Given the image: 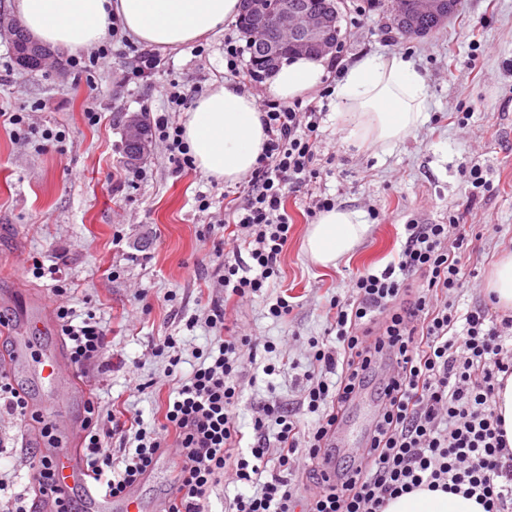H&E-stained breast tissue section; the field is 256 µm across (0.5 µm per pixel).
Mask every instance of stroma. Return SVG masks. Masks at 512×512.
<instances>
[{"label":"stroma","mask_w":512,"mask_h":512,"mask_svg":"<svg viewBox=\"0 0 512 512\" xmlns=\"http://www.w3.org/2000/svg\"><path fill=\"white\" fill-rule=\"evenodd\" d=\"M389 7L390 0H344V60L410 57L428 85L425 119L392 150L360 149L345 142L335 99L315 93L302 99V106L326 112L316 148L322 177L286 190L293 227L276 289L226 311L229 326L286 344L280 373L245 391L243 418L270 400L298 406L311 369L306 340L323 335L329 302L345 295L349 273H378L394 259L405 224H444L453 216L472 225L468 252L475 276L456 298L462 311L487 302L489 276L512 252V0H462L459 12L425 37L395 30ZM238 34L228 21L222 35L161 52L158 71L145 83L128 79L131 57L119 42L91 80L52 66L23 69L11 43L0 39V108L34 107L38 131L27 140L0 126V317L20 324L21 308L35 300L54 309L50 280L22 272L37 259L59 264L71 307L93 310L109 330L105 367L78 372L85 390L69 400L13 372L45 419L80 420L93 400L152 425L170 393L168 360L154 345L179 337L186 372L207 348L213 333L202 318L224 298L216 256L229 236L224 205L242 196L243 185L197 170L174 172L159 143L142 164L144 177L135 179L123 159L122 120L127 112L151 118L164 111L170 83L202 92L223 81L224 40ZM89 106L99 122H89ZM475 164L486 181L477 194L468 182ZM203 193L212 199L204 213L196 203ZM320 193L370 224L357 250L335 267L316 265L302 249L310 197ZM373 209L380 213L374 221L368 216ZM279 293L294 305L285 323L268 315L267 302ZM195 315L199 323L185 326L184 317ZM139 380L148 385L141 394L133 390ZM32 446L15 421L0 417V471L17 472L23 486L30 481L24 463ZM176 475L175 457L161 458L139 488L143 512H155Z\"/></svg>","instance_id":"stroma-1"}]
</instances>
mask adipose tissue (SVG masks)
I'll use <instances>...</instances> for the list:
<instances>
[{
  "instance_id": "ef3b65f1",
  "label": "adipose tissue",
  "mask_w": 512,
  "mask_h": 512,
  "mask_svg": "<svg viewBox=\"0 0 512 512\" xmlns=\"http://www.w3.org/2000/svg\"><path fill=\"white\" fill-rule=\"evenodd\" d=\"M239 0H14L26 33L40 44L72 52L109 39L113 20L135 42L163 50L183 47L221 30L235 19ZM324 59L285 60L269 81L270 94L290 101L324 83ZM346 138L390 150L423 120L428 90L424 76L401 54L372 55L348 67L334 89ZM183 138L196 168L233 183L255 166L267 142L252 96L232 84L210 86L186 112ZM355 212L336 207L309 226L303 248L323 267L337 266L365 237ZM385 512H485L475 499L425 487L390 500Z\"/></svg>"
}]
</instances>
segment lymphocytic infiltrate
<instances>
[{"mask_svg":"<svg viewBox=\"0 0 512 512\" xmlns=\"http://www.w3.org/2000/svg\"><path fill=\"white\" fill-rule=\"evenodd\" d=\"M186 101L173 89L153 120L179 171L194 167L173 118ZM258 105L268 141L228 215L235 233L221 264L225 301L273 287L292 229L285 188L320 176L318 110L268 97ZM470 231L453 221L408 224L393 264L351 276L346 296L331 300L324 335L308 340L312 369L301 406L316 415L313 427L273 401L243 432L245 364L262 359L263 374L273 375L282 350L229 330L223 304L207 316L217 335L190 373L179 368L176 339L166 337L172 388L162 422L148 428L137 416L121 422L95 404L86 408L85 463L100 489L121 496L172 450L179 473L164 512H207L224 481L236 487L224 512H384L389 500L423 486L476 498L485 512H512V444L493 409L501 378L512 375V312L489 304L462 312L448 300L467 282ZM56 317L71 364H102L108 330L95 312L78 317L60 306ZM372 383L378 412L366 453L332 461L334 435ZM108 435L125 442L121 456L105 448Z\"/></svg>","mask_w":512,"mask_h":512,"instance_id":"lymphocytic-infiltrate-1","label":"lymphocytic infiltrate"}]
</instances>
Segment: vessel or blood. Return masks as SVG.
I'll use <instances>...</instances> for the list:
<instances>
[{
	"mask_svg": "<svg viewBox=\"0 0 512 512\" xmlns=\"http://www.w3.org/2000/svg\"><path fill=\"white\" fill-rule=\"evenodd\" d=\"M43 323L44 318L40 315L25 319L13 339V358L9 368L13 371H26L35 380L56 390L62 398H70L75 381V373L70 363L53 349L47 348L36 353L30 347V331ZM50 454L58 486L65 491L80 489L86 512H142V501L137 490H130L115 498L101 494L77 449L54 448Z\"/></svg>",
	"mask_w": 512,
	"mask_h": 512,
	"instance_id": "obj_1",
	"label": "vessel or blood"
}]
</instances>
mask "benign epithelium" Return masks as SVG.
<instances>
[{"label": "benign epithelium", "mask_w": 512, "mask_h": 512, "mask_svg": "<svg viewBox=\"0 0 512 512\" xmlns=\"http://www.w3.org/2000/svg\"><path fill=\"white\" fill-rule=\"evenodd\" d=\"M447 0H417V12L422 15L446 16ZM245 16L251 28L264 32L269 26L268 0H245ZM336 14L327 10L315 12L303 5L280 11L274 19L277 33L287 37L293 51L304 55L317 50L325 55L335 47L339 28L335 27ZM10 39L16 57L22 63L36 62L42 68L57 62L56 54L49 48L38 52L18 36V21L4 13L0 14V36ZM263 61L273 64L281 60L284 43L278 39L264 37L257 42ZM123 139L128 147L127 163L136 164L152 151L153 140L148 133L146 115L142 112H126L123 118Z\"/></svg>", "instance_id": "benign-epithelium-1"}]
</instances>
